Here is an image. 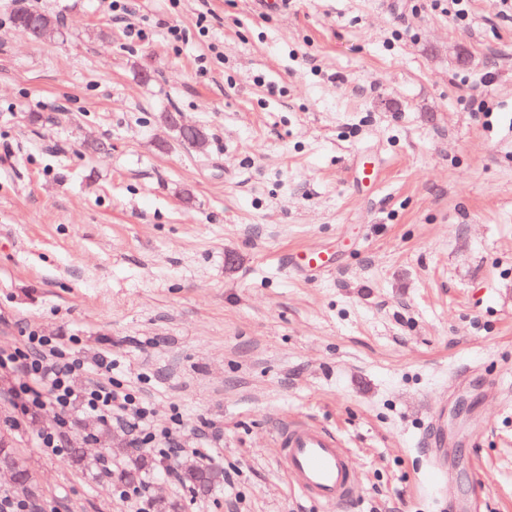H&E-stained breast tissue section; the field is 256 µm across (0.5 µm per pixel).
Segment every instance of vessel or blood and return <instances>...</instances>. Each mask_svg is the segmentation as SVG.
<instances>
[{
    "label": "vessel or blood",
    "instance_id": "obj_1",
    "mask_svg": "<svg viewBox=\"0 0 512 512\" xmlns=\"http://www.w3.org/2000/svg\"><path fill=\"white\" fill-rule=\"evenodd\" d=\"M275 442L289 482L325 512H338L353 497V460L341 435L309 419L280 422Z\"/></svg>",
    "mask_w": 512,
    "mask_h": 512
}]
</instances>
